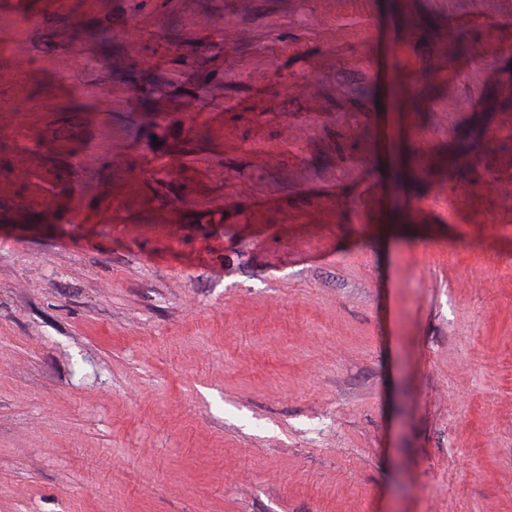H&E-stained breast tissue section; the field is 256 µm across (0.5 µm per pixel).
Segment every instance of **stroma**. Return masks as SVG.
I'll return each mask as SVG.
<instances>
[{"mask_svg": "<svg viewBox=\"0 0 512 512\" xmlns=\"http://www.w3.org/2000/svg\"><path fill=\"white\" fill-rule=\"evenodd\" d=\"M0 512H512V0H0Z\"/></svg>", "mask_w": 512, "mask_h": 512, "instance_id": "stroma-1", "label": "stroma"}]
</instances>
